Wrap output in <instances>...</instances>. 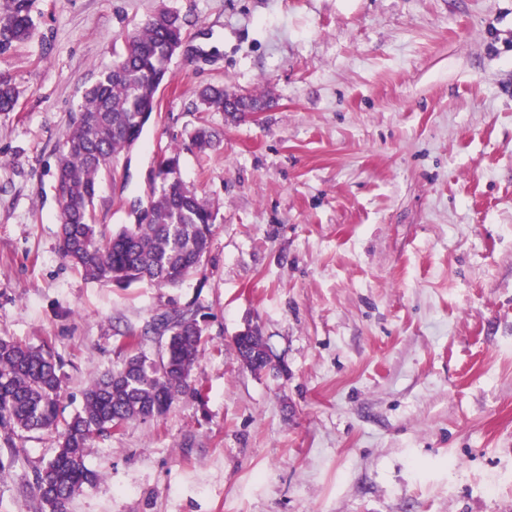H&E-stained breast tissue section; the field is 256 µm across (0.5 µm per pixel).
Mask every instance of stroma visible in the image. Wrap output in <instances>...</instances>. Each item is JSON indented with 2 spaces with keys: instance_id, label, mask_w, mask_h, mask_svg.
<instances>
[{
  "instance_id": "stroma-1",
  "label": "stroma",
  "mask_w": 512,
  "mask_h": 512,
  "mask_svg": "<svg viewBox=\"0 0 512 512\" xmlns=\"http://www.w3.org/2000/svg\"><path fill=\"white\" fill-rule=\"evenodd\" d=\"M169 8L187 42L95 221L127 223L155 153L216 211L182 286L85 281L64 257L56 157L85 88ZM0 57V336L64 360L67 412L153 317L204 315V398L86 450L69 512H512V0H35ZM270 90L261 114L200 112L198 89ZM216 145L198 154L190 132ZM258 326L281 371L244 368ZM0 512L51 436L0 433Z\"/></svg>"
}]
</instances>
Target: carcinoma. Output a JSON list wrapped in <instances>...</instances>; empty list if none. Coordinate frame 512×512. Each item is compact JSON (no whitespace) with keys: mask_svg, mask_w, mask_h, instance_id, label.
<instances>
[{"mask_svg":"<svg viewBox=\"0 0 512 512\" xmlns=\"http://www.w3.org/2000/svg\"><path fill=\"white\" fill-rule=\"evenodd\" d=\"M34 0H0V56H8L34 34ZM184 37V19L172 10L150 16L125 37L123 52L101 69L85 89L73 125L58 158L54 189L60 212L64 256L93 282L129 287L149 282L177 287L201 272L214 232L213 207L183 182L180 154H159L156 192L146 224L109 228L95 223L100 174L127 150V133L138 122L144 101L169 79L175 48ZM199 105L211 112H248L266 106V94L241 93L222 85L202 87ZM17 86L0 79V112H13ZM205 151L216 133L205 125L191 132ZM158 353L139 348V336L127 334V355L83 391L80 411L61 418L63 361L50 349L0 337V431L6 442L19 432L49 434L56 442L51 458L32 466L31 492L46 512H68L69 503L101 475L86 464L90 442L107 437L130 421L163 416L186 393L202 399L193 373L202 351L197 311L187 308L154 318ZM237 357L253 372L273 368L260 333L238 334Z\"/></svg>","mask_w":512,"mask_h":512,"instance_id":"carcinoma-1","label":"carcinoma"}]
</instances>
